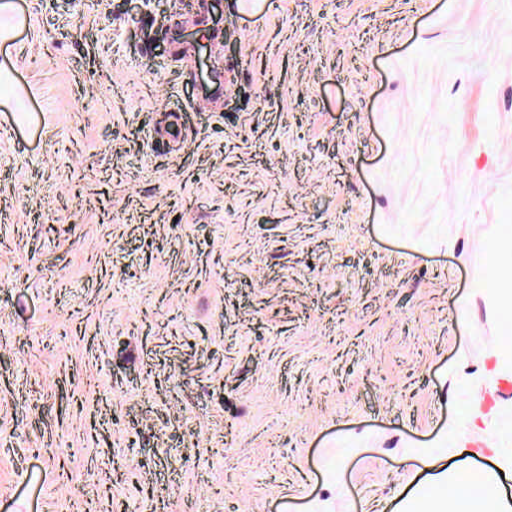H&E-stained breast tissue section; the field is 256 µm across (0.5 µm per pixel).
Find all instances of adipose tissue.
<instances>
[{"label": "adipose tissue", "mask_w": 512, "mask_h": 512, "mask_svg": "<svg viewBox=\"0 0 512 512\" xmlns=\"http://www.w3.org/2000/svg\"><path fill=\"white\" fill-rule=\"evenodd\" d=\"M500 483L498 472L452 467L405 502L404 512H443L440 494L447 488L453 493L452 512H512V497L503 493Z\"/></svg>", "instance_id": "1"}]
</instances>
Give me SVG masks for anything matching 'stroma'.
Here are the masks:
<instances>
[{
	"mask_svg": "<svg viewBox=\"0 0 512 512\" xmlns=\"http://www.w3.org/2000/svg\"><path fill=\"white\" fill-rule=\"evenodd\" d=\"M9 3L0 512H398L502 464L512 0Z\"/></svg>",
	"mask_w": 512,
	"mask_h": 512,
	"instance_id": "stroma-1",
	"label": "stroma"
}]
</instances>
